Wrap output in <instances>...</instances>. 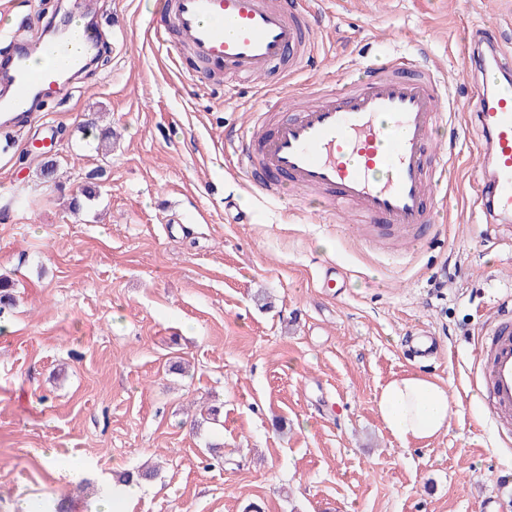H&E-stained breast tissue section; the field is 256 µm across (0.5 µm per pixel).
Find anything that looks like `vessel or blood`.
<instances>
[{
    "mask_svg": "<svg viewBox=\"0 0 512 512\" xmlns=\"http://www.w3.org/2000/svg\"><path fill=\"white\" fill-rule=\"evenodd\" d=\"M185 37L189 54L228 73L265 77L277 62L290 74L311 68L315 47L306 35L307 16L284 0H161L150 33L167 28ZM67 35L34 33L14 40L0 73L8 91L0 95V126L10 127L17 111L63 85L84 57L97 55L101 34L83 28L75 37L79 55L66 57ZM466 54L475 96L463 105L450 99L436 69L410 52L388 55L365 77L344 85L323 84L294 107V115L266 130L255 119L243 139L226 136L235 168L268 200L279 199L275 183L285 175L301 191H322V223H336L344 210L366 222H382L409 243H420L455 158L436 147L438 125L475 123L481 163L475 172L476 206L489 220L512 217V52L479 38ZM47 63L33 69L31 57ZM474 365L479 389L500 435H512V298L504 297L483 321Z\"/></svg>",
    "mask_w": 512,
    "mask_h": 512,
    "instance_id": "1",
    "label": "vessel or blood"
}]
</instances>
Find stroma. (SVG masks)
Masks as SVG:
<instances>
[{
	"instance_id": "35a3bbf8",
	"label": "stroma",
	"mask_w": 512,
	"mask_h": 512,
	"mask_svg": "<svg viewBox=\"0 0 512 512\" xmlns=\"http://www.w3.org/2000/svg\"><path fill=\"white\" fill-rule=\"evenodd\" d=\"M155 3L100 0L111 47L46 98L54 145L24 128L0 148V273L17 284L0 319V512L47 494L87 512L86 485L148 464L132 512H486L492 495L512 512V443L470 382L479 323L512 291V222L487 225L472 204L477 129L439 128L453 190L407 253L319 223L295 191L263 202L221 145L396 49L465 99L473 36L512 43L504 0H296L320 64L274 67L262 86L199 83L149 40ZM95 126L111 152L85 139ZM49 160L60 184L40 175ZM94 173L99 196L72 211ZM228 204L248 223L225 221ZM329 264L343 287H320ZM421 332L428 360L410 352ZM409 372L458 407L448 432L404 444L376 400Z\"/></svg>"
}]
</instances>
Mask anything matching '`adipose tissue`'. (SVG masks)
<instances>
[{
  "mask_svg": "<svg viewBox=\"0 0 512 512\" xmlns=\"http://www.w3.org/2000/svg\"><path fill=\"white\" fill-rule=\"evenodd\" d=\"M377 410L385 427L404 443L438 435L451 426L447 388L418 373L391 380L377 400Z\"/></svg>",
  "mask_w": 512,
  "mask_h": 512,
  "instance_id": "ef3b65f1",
  "label": "adipose tissue"
}]
</instances>
